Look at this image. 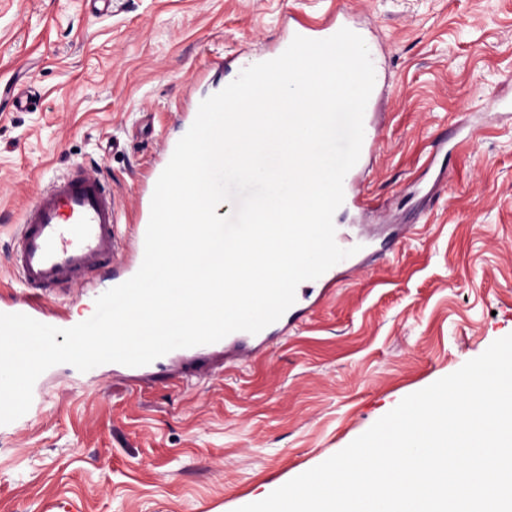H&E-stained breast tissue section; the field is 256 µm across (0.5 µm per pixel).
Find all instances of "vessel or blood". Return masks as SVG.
Listing matches in <instances>:
<instances>
[{
	"label": "vessel or blood",
	"mask_w": 512,
	"mask_h": 512,
	"mask_svg": "<svg viewBox=\"0 0 512 512\" xmlns=\"http://www.w3.org/2000/svg\"><path fill=\"white\" fill-rule=\"evenodd\" d=\"M348 25L345 12L340 11L336 14L335 25L316 28L300 23L295 25L294 32L310 39H325ZM358 174V169L354 168L344 178L342 211L356 212L371 206L370 199L357 185ZM118 211L119 204L111 186L100 178L78 168L49 178L21 214L11 256L21 294L18 300L7 305V312L23 313L58 328L72 327V320L49 317L41 303L47 291L87 281L91 272L107 269L126 249H133L136 257L144 255L149 210H141L134 239L129 243L118 233ZM358 266L357 257L351 256L331 267L319 278L322 290L318 295L297 289L295 303L278 321L259 333L240 331L212 344L176 349L148 365L128 368V376L136 380L148 375L158 380L170 361H195L222 351L239 357L255 356L282 339L288 329L323 303L334 291L341 272L354 271Z\"/></svg>",
	"instance_id": "1"
}]
</instances>
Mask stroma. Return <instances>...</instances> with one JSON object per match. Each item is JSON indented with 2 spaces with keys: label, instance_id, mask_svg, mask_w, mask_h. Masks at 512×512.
Instances as JSON below:
<instances>
[{
  "label": "stroma",
  "instance_id": "stroma-1",
  "mask_svg": "<svg viewBox=\"0 0 512 512\" xmlns=\"http://www.w3.org/2000/svg\"><path fill=\"white\" fill-rule=\"evenodd\" d=\"M350 11L380 81L361 231L402 238L367 258L287 338L209 373L134 386L111 364H59L19 429H0V512H236L321 464L412 393L512 334V0H0V307L21 212L81 165L120 201L122 238L162 148L197 103L288 46L293 19ZM473 137L432 156L449 126ZM80 283L46 308L93 309Z\"/></svg>",
  "mask_w": 512,
  "mask_h": 512
}]
</instances>
